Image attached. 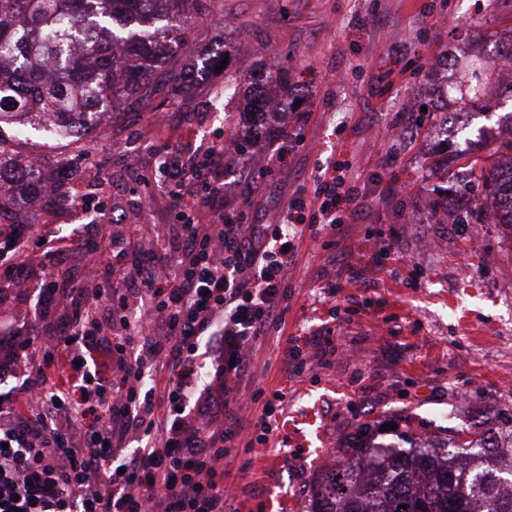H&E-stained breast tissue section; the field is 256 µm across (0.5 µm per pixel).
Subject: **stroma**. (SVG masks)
Wrapping results in <instances>:
<instances>
[{
    "label": "stroma",
    "mask_w": 512,
    "mask_h": 512,
    "mask_svg": "<svg viewBox=\"0 0 512 512\" xmlns=\"http://www.w3.org/2000/svg\"><path fill=\"white\" fill-rule=\"evenodd\" d=\"M188 41L186 65L201 66L221 47L224 72L189 86L161 75L148 105L125 104L81 143L34 137L15 149L67 187L78 181L90 194L106 190L165 242L173 236L171 202L141 185L142 169L156 167L174 139L203 147L224 133L225 116L249 125L248 85L256 81L301 114L290 167L254 171L262 200L245 208L256 221L281 210L295 188L311 187L321 167L357 177L360 195L335 246L307 239L299 247L285 338L267 337L255 354L257 385L287 397L273 438L253 450L255 466L226 460L237 512H306L326 461L362 424L405 420L413 431L441 436L448 426L512 408V228L431 217L444 206L435 189L448 183L436 164L442 150L483 158L490 142L512 139V98L500 84L489 85L486 106L467 108L442 97L452 76L435 63L460 67L474 55H502L512 42V0H215L190 25ZM228 73L248 81L233 97L221 93ZM463 110L469 127L440 135L447 112ZM157 112L166 116L160 127L150 123ZM70 199L66 189L32 205L19 201L26 222L18 237L31 246L45 233H91L98 213L74 220ZM429 239L439 248H426ZM319 268L335 281V295L316 279ZM47 278L63 291L92 285L78 248L48 271L31 260L10 291L27 315L0 324V348L62 319L41 288ZM326 332L335 354L287 378L286 337ZM31 377L28 356L0 363V409L21 412Z\"/></svg>",
    "instance_id": "obj_1"
}]
</instances>
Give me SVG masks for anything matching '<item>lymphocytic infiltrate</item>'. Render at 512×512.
I'll return each mask as SVG.
<instances>
[{"instance_id": "f902f5d3", "label": "lymphocytic infiltrate", "mask_w": 512, "mask_h": 512, "mask_svg": "<svg viewBox=\"0 0 512 512\" xmlns=\"http://www.w3.org/2000/svg\"><path fill=\"white\" fill-rule=\"evenodd\" d=\"M293 120L258 113L232 149L218 136L145 174L173 202L170 259L138 224L121 239L103 225L78 239L109 288L23 343L38 357L37 406L0 410V512H234L224 461L240 453L251 468L286 399L253 386L254 349L283 331L301 242L335 232L359 193L331 165L274 223L245 221L236 202L258 194L251 166L290 165L274 135ZM99 352L103 371L88 364Z\"/></svg>"}]
</instances>
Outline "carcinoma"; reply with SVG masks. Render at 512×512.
I'll use <instances>...</instances> for the list:
<instances>
[{"label": "carcinoma", "mask_w": 512, "mask_h": 512, "mask_svg": "<svg viewBox=\"0 0 512 512\" xmlns=\"http://www.w3.org/2000/svg\"><path fill=\"white\" fill-rule=\"evenodd\" d=\"M213 0H0V132L74 141L92 116L135 96L142 84L187 53L185 22ZM83 45V54L71 47ZM455 88L477 99L498 65L476 58ZM32 161L0 135V225L16 197L37 195ZM485 196L498 192L494 169L470 167ZM457 224H499L484 202L456 213ZM500 426L474 419L448 436H417L364 424L325 472L307 512H512V410Z\"/></svg>", "instance_id": "cac0c4a2"}]
</instances>
